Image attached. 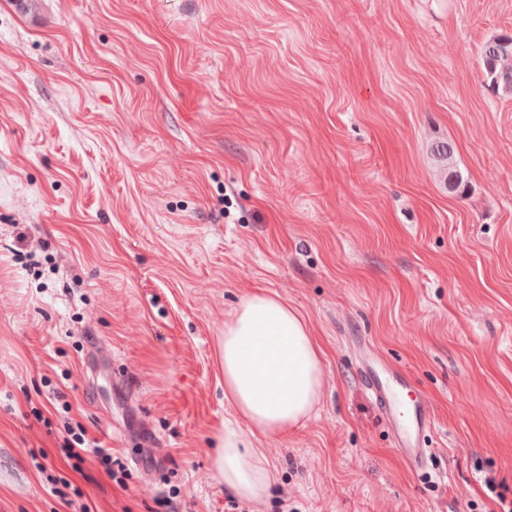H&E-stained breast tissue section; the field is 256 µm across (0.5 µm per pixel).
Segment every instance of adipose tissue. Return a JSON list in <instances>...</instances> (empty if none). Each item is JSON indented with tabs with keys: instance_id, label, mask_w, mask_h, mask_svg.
Wrapping results in <instances>:
<instances>
[{
	"instance_id": "ef3b65f1",
	"label": "adipose tissue",
	"mask_w": 512,
	"mask_h": 512,
	"mask_svg": "<svg viewBox=\"0 0 512 512\" xmlns=\"http://www.w3.org/2000/svg\"><path fill=\"white\" fill-rule=\"evenodd\" d=\"M323 355L304 314L269 291L252 292L225 321L224 400L248 427L224 429L215 470L226 492L256 503L269 497L276 467L245 449L244 439L284 436L310 418L321 397Z\"/></svg>"
}]
</instances>
